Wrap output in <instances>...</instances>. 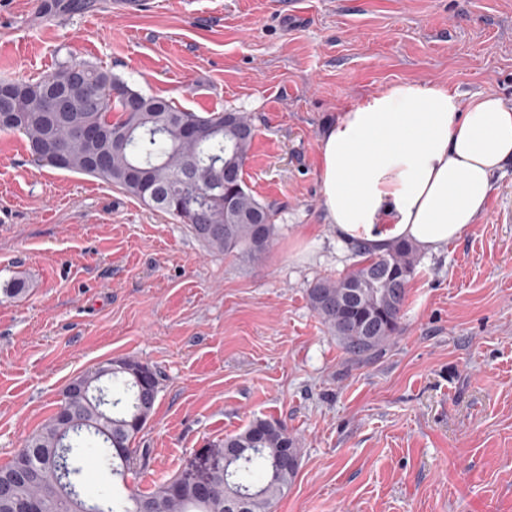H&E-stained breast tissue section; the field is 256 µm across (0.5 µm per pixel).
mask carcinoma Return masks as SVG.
I'll list each match as a JSON object with an SVG mask.
<instances>
[{
	"mask_svg": "<svg viewBox=\"0 0 512 512\" xmlns=\"http://www.w3.org/2000/svg\"><path fill=\"white\" fill-rule=\"evenodd\" d=\"M11 85L19 98L3 129L23 134L31 153L51 158L63 151L62 169L103 179L179 219L213 251L254 260L273 246L275 209L257 199L243 178L255 129L241 113L201 116L181 110L75 56L39 82ZM51 88L66 94L57 112L50 108ZM80 126L109 128L95 146L102 166L89 163L90 147L75 135ZM188 127L206 135L192 139L185 134ZM198 213L207 223L190 222ZM417 261L415 244L394 241L308 289L312 309L348 354L372 355L398 334ZM150 370L127 358L123 368L100 362L78 376L83 388L67 390L41 430L0 468V479L27 470L11 480V495L41 500L42 512H228L235 496L246 499L245 512H272L297 474L298 465H280L282 449L296 447V440L283 424L262 418L210 448L219 458L232 448L239 454L209 476L202 501L179 476L148 493L133 490L125 499L107 489L87 496V457L112 475L132 470L137 449L131 443L145 426L137 419L143 387L135 373Z\"/></svg>",
	"mask_w": 512,
	"mask_h": 512,
	"instance_id": "carcinoma-1",
	"label": "carcinoma"
}]
</instances>
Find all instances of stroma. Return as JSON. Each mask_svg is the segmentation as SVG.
Returning <instances> with one entry per match:
<instances>
[{
  "mask_svg": "<svg viewBox=\"0 0 512 512\" xmlns=\"http://www.w3.org/2000/svg\"><path fill=\"white\" fill-rule=\"evenodd\" d=\"M72 55L180 109L245 113L244 179L277 236L251 261L211 251L0 131V467L73 378L130 357L160 383L146 454L121 481L87 460L90 488L150 492L258 417L299 450L274 512H512V168L459 241L420 253L377 356L351 359L308 299L358 261L325 222L326 125L402 81L512 104V0H0V82Z\"/></svg>",
  "mask_w": 512,
  "mask_h": 512,
  "instance_id": "obj_1",
  "label": "stroma"
}]
</instances>
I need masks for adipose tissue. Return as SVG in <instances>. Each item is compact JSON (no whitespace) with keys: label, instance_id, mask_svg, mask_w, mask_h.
<instances>
[{"label":"adipose tissue","instance_id":"obj_1","mask_svg":"<svg viewBox=\"0 0 512 512\" xmlns=\"http://www.w3.org/2000/svg\"><path fill=\"white\" fill-rule=\"evenodd\" d=\"M320 156L326 222L339 243L381 250L405 239L435 252L478 222L512 165V106L399 82L328 125Z\"/></svg>","mask_w":512,"mask_h":512}]
</instances>
